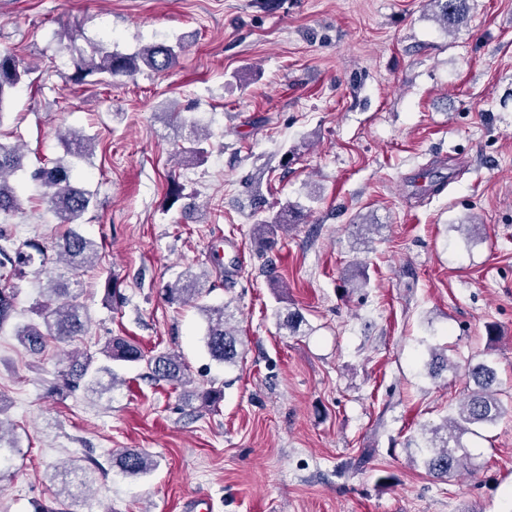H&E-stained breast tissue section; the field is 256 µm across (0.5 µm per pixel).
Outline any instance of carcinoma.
Returning <instances> with one entry per match:
<instances>
[{"instance_id": "carcinoma-1", "label": "carcinoma", "mask_w": 512, "mask_h": 512, "mask_svg": "<svg viewBox=\"0 0 512 512\" xmlns=\"http://www.w3.org/2000/svg\"><path fill=\"white\" fill-rule=\"evenodd\" d=\"M441 22L453 27L464 22L467 0H432ZM183 46L177 42H156L141 46L126 54L118 50L97 48L85 62V72L96 73L112 79L131 77L143 69L164 73L180 63ZM31 67L14 52L0 50V120L3 119V103L30 73ZM167 116L185 130L183 138L175 143L173 156L183 163L200 161L207 153L204 147L207 137L202 126L193 117L178 110ZM66 154L81 158L89 151L87 139L76 132L63 138ZM23 167L20 148L0 142V215H10L22 209L23 196L16 183L11 181L17 170ZM72 162L58 158L43 163L30 173L32 181L44 189L43 198L58 222L66 226L60 241L45 244L38 240L19 241L0 227V329L8 324L16 313L19 289L13 280L31 272L41 281L40 298L31 307L35 318L14 327V336L31 355H39L51 341L62 344L84 336L89 330L91 317L83 301L84 289L81 273L97 266L99 246L80 230L82 219L93 206V193L74 184L71 178ZM288 231V220L280 213L270 221L253 227L254 239L260 249L273 246L278 232ZM210 273L188 270L164 286L167 301L195 303L202 313L206 330L204 347L212 360L233 365L241 355L239 329L232 323V314L224 304L202 302L208 294ZM145 366L147 377L155 383L165 382L184 388L188 398L196 397L203 404H216L221 393L193 385L189 366L176 353L155 354L144 350L136 342L122 336H114L95 352L71 350L66 354V364L57 372L47 388L50 397L64 398L82 389L98 396L112 394L124 385L117 374L118 367ZM427 374L437 378L443 373L458 370L455 361L445 350L434 348L425 363ZM463 375L471 386L460 400L454 415L443 425L430 430L425 438L426 450L422 464L436 478H446L469 469V456L462 444L466 434H478V429L492 426L506 413L512 415V400H501L502 390L497 386L495 368L487 361L469 362ZM8 406L0 400V463L9 460V454L18 448L13 424L7 417ZM112 460L120 471L132 477L145 476L157 467V461L149 453L137 448H124L112 454ZM62 487L49 505H41L36 512H72L76 495L71 487L86 493L91 484L87 472L72 465L56 473Z\"/></svg>"}]
</instances>
